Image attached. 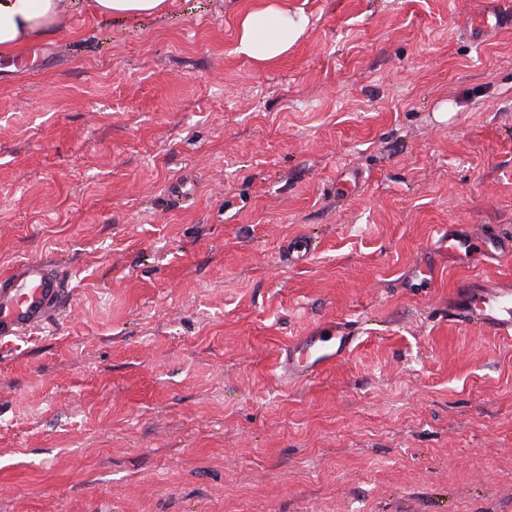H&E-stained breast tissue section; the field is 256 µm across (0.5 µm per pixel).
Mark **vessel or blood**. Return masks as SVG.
Returning <instances> with one entry per match:
<instances>
[{"instance_id":"b4317fda","label":"vessel or blood","mask_w":512,"mask_h":512,"mask_svg":"<svg viewBox=\"0 0 512 512\" xmlns=\"http://www.w3.org/2000/svg\"><path fill=\"white\" fill-rule=\"evenodd\" d=\"M512 26V14L502 10L497 0H486L482 10L472 13L467 36L486 42ZM449 255L480 257L493 248L490 235L475 232L465 224L436 227ZM66 288L57 265L30 258L0 276V339L22 337L44 328L59 313ZM456 312L464 320L512 338V283H491L476 277L461 279L456 286ZM354 337L349 327L334 326L297 337L287 348L288 375L299 383L314 378L318 371L334 364L350 350Z\"/></svg>"}]
</instances>
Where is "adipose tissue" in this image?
<instances>
[{
    "mask_svg": "<svg viewBox=\"0 0 512 512\" xmlns=\"http://www.w3.org/2000/svg\"><path fill=\"white\" fill-rule=\"evenodd\" d=\"M172 0H93V13L104 19L125 20L167 12ZM64 12L63 0H0V51L30 44L54 26ZM307 25L303 14L293 13L270 0L247 11L239 24L240 54L257 61L278 58L299 39Z\"/></svg>",
    "mask_w": 512,
    "mask_h": 512,
    "instance_id": "ef3b65f1",
    "label": "adipose tissue"
}]
</instances>
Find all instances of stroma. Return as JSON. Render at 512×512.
Returning a JSON list of instances; mask_svg holds the SVG:
<instances>
[{
    "instance_id": "obj_1",
    "label": "stroma",
    "mask_w": 512,
    "mask_h": 512,
    "mask_svg": "<svg viewBox=\"0 0 512 512\" xmlns=\"http://www.w3.org/2000/svg\"><path fill=\"white\" fill-rule=\"evenodd\" d=\"M266 2L71 5L0 55V274L69 288L0 341V512H512V341L448 310L512 264L435 232L512 237V31L461 35L481 0H277L308 23L261 62L237 27ZM341 323L350 353L283 378ZM173 0H94L90 3L93 13L104 19L126 20L136 17L161 15ZM436 233L441 238L442 247L448 250V256L473 258L491 252V248L498 249L491 241V235L483 231L477 233L467 224H440L436 226ZM356 336L346 326L324 327L310 336H299L287 348L288 376L298 383L314 378L349 351Z\"/></svg>"
}]
</instances>
